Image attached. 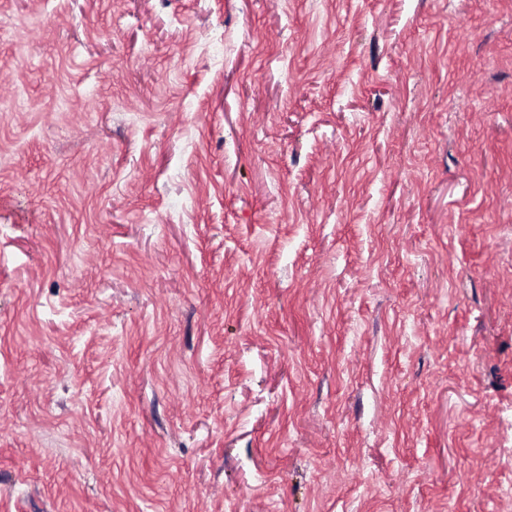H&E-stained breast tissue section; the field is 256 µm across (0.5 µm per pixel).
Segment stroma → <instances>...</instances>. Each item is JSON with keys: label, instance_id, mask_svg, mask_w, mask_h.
<instances>
[{"label": "stroma", "instance_id": "stroma-1", "mask_svg": "<svg viewBox=\"0 0 512 512\" xmlns=\"http://www.w3.org/2000/svg\"><path fill=\"white\" fill-rule=\"evenodd\" d=\"M0 512H512V0H0Z\"/></svg>", "mask_w": 512, "mask_h": 512}]
</instances>
